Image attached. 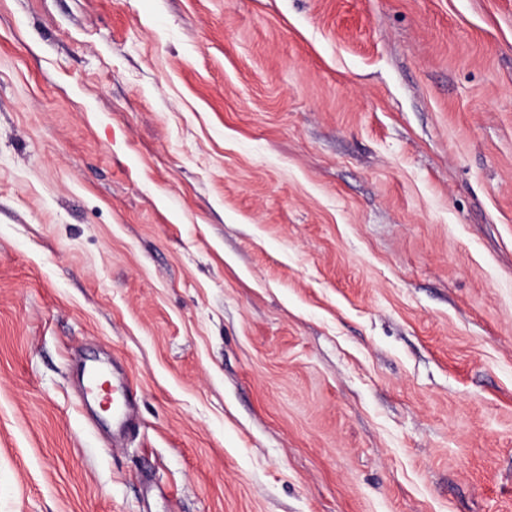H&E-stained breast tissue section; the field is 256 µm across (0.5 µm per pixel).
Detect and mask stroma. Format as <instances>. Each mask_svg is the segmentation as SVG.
<instances>
[{
  "mask_svg": "<svg viewBox=\"0 0 512 512\" xmlns=\"http://www.w3.org/2000/svg\"><path fill=\"white\" fill-rule=\"evenodd\" d=\"M0 512H512V0H0Z\"/></svg>",
  "mask_w": 512,
  "mask_h": 512,
  "instance_id": "1",
  "label": "stroma"
}]
</instances>
